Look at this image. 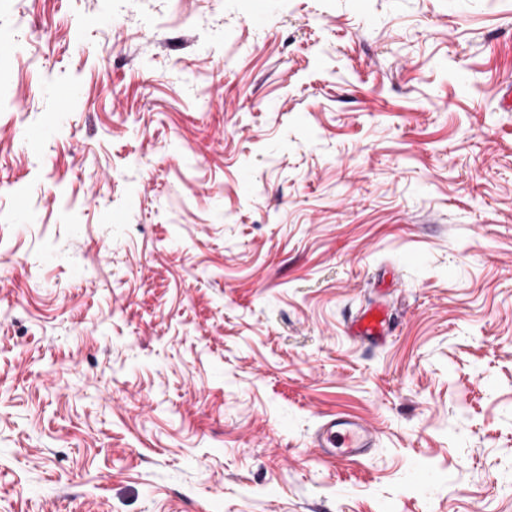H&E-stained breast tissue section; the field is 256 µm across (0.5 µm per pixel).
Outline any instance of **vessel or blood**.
Wrapping results in <instances>:
<instances>
[{"mask_svg":"<svg viewBox=\"0 0 512 512\" xmlns=\"http://www.w3.org/2000/svg\"><path fill=\"white\" fill-rule=\"evenodd\" d=\"M389 330V311L381 301L365 308L350 323L353 336L374 342L385 341ZM317 446L327 457L350 461L368 454L373 446V433L354 417L334 415L318 430Z\"/></svg>","mask_w":512,"mask_h":512,"instance_id":"vessel-or-blood-1","label":"vessel or blood"}]
</instances>
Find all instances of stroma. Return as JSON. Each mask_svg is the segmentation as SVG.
Here are the masks:
<instances>
[{
	"label": "stroma",
	"instance_id": "obj_1",
	"mask_svg": "<svg viewBox=\"0 0 512 512\" xmlns=\"http://www.w3.org/2000/svg\"><path fill=\"white\" fill-rule=\"evenodd\" d=\"M1 42L0 512H512V0H0ZM389 330V311L382 301L365 308L350 323V331L353 336L374 342L385 341ZM317 448L336 461L365 457L373 446L369 426L351 416L332 415L317 432Z\"/></svg>",
	"mask_w": 512,
	"mask_h": 512
}]
</instances>
